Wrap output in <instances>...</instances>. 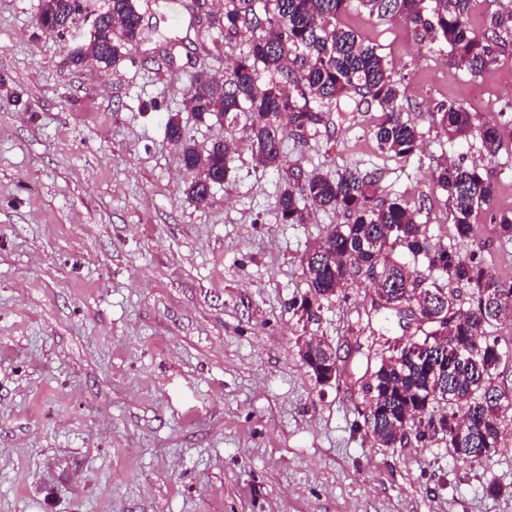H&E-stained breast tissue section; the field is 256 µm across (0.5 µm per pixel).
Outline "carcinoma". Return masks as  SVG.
<instances>
[{"instance_id":"cac0c4a2","label":"carcinoma","mask_w":512,"mask_h":512,"mask_svg":"<svg viewBox=\"0 0 512 512\" xmlns=\"http://www.w3.org/2000/svg\"><path fill=\"white\" fill-rule=\"evenodd\" d=\"M352 0H224L222 13L208 21L232 40L245 28L252 32L248 51L240 54L217 81L196 72L189 88L191 112L200 121L224 120L249 132L255 165L285 174L279 198L284 224H305L310 212L333 208L347 223L338 224L325 240L301 260L308 288L290 308L307 321H320L323 302L330 301L364 273L374 284L372 310L398 319L419 310L414 335L388 346L389 355L370 373L363 386L365 401L376 400L367 415L375 442L391 446L400 436L420 438V428L432 430L464 460L485 456L512 436V403L494 396V371L502 360L497 342L486 328L512 320V282L491 276L479 262L433 239L429 225L417 220L419 210L401 199L378 195L375 170L346 168L336 177L288 165L282 135L298 143L317 132L324 109L340 100L374 103L383 111L375 126L379 150L408 159L420 150L422 135L400 110L405 87L394 78L376 47L357 34L336 26ZM369 14L400 16L432 44L449 48L473 75L496 61L495 48L512 39V5L491 13L485 31L470 27V0H357ZM82 10L78 0H39L37 20L49 31H60ZM146 37L139 0H104L96 13L89 42L77 49L79 64L92 54L108 68L123 61ZM440 124L448 140L467 142L479 136L484 150L494 154L512 129L477 123L476 115L460 104L440 107ZM169 142L182 154L192 173L184 193L199 205L208 204L210 189L226 181L228 160L236 145L231 137L205 149L188 139L177 114L165 122ZM432 180L446 192L454 236L470 238L473 220L491 206L495 184L476 167L445 162ZM497 237L512 242V211L492 215ZM427 261L426 271L406 263ZM306 360L324 365L332 358L321 336H309Z\"/></svg>"}]
</instances>
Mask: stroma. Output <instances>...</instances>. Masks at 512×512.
Here are the masks:
<instances>
[{"label":"stroma","instance_id":"35a3bbf8","mask_svg":"<svg viewBox=\"0 0 512 512\" xmlns=\"http://www.w3.org/2000/svg\"><path fill=\"white\" fill-rule=\"evenodd\" d=\"M102 2L48 32L38 0H0V512H512V448L471 461L438 441L372 439L367 359L415 327L367 318L370 279L325 303L320 325L289 310L307 290L302 257L341 212L281 223L284 180L256 168L238 128L228 179L207 205L186 196L164 125L179 115L201 149L228 133L185 108L192 75L223 76L248 45L207 28L224 0H149V36L128 58L74 64ZM336 23L403 76L421 149L382 155L381 111L341 103L307 145L284 137L289 163L332 178L380 170L382 196L512 279V243L491 221L512 210V143L491 155L476 138L450 142L438 114L452 101L512 127V46L475 76L402 18L354 6ZM447 158L497 188L465 241L430 176ZM307 332L335 349L338 381L304 366Z\"/></svg>","mask_w":512,"mask_h":512}]
</instances>
